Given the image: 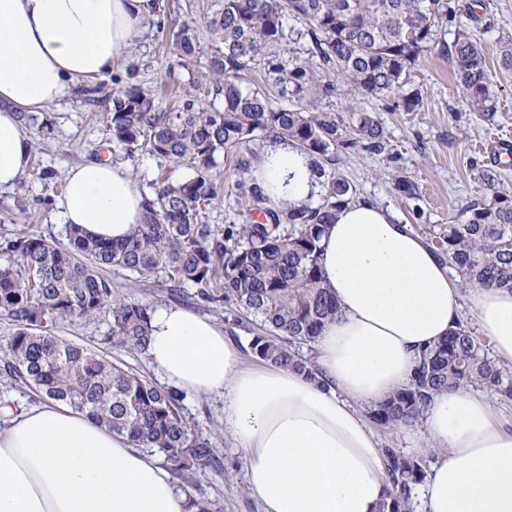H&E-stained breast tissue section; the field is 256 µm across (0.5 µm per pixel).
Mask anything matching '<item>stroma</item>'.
I'll return each instance as SVG.
<instances>
[{"label":"stroma","mask_w":512,"mask_h":512,"mask_svg":"<svg viewBox=\"0 0 512 512\" xmlns=\"http://www.w3.org/2000/svg\"><path fill=\"white\" fill-rule=\"evenodd\" d=\"M483 2L477 21L470 27L495 86L498 110L494 121L469 110L453 79L447 53L435 50L421 57L411 71V81L423 96L420 111L380 113L396 160L354 151L344 155L339 164L340 172L356 185L362 200L392 209L404 222H412L413 214L410 202L394 189V179L400 175L417 185L424 210L422 221L431 225L460 219L480 191V167L500 172V189L512 192V71L499 65L501 42L512 36V0ZM128 62L139 66L144 86L159 88V107L175 109L179 87L187 83L189 75L178 69L173 77H166L171 62L166 31L148 25ZM27 132L37 148L30 157L27 178L0 191V239L23 230L62 243L66 240L65 227L56 220V203L65 191V171L69 165L92 158L95 151L111 147L103 112L74 94L36 113ZM102 276L116 294H127L156 307L169 302L161 275L152 276L141 288L130 286L119 268L104 269ZM186 306L222 323L244 363L255 364L249 348L255 330L248 321H235L233 307L214 308L193 299L187 300ZM111 323L110 315L103 313L90 320L60 322L56 333L160 382V375L149 367L146 358L109 343ZM184 412L210 436L222 462L219 469L199 472L190 493L219 494L222 512H262L246 481L245 453L224 432L223 398L185 395Z\"/></svg>","instance_id":"stroma-1"}]
</instances>
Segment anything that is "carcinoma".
<instances>
[{
	"label": "carcinoma",
	"mask_w": 512,
	"mask_h": 512,
	"mask_svg": "<svg viewBox=\"0 0 512 512\" xmlns=\"http://www.w3.org/2000/svg\"><path fill=\"white\" fill-rule=\"evenodd\" d=\"M478 2L221 0L205 17L214 41L206 57L196 20L170 30V68L190 75L175 111L160 109L151 90L133 82V66L112 75L110 93L98 83L83 89L85 102L105 107L112 143L127 155L147 154L160 169L179 163L192 174L175 183L152 180L144 194L143 223L120 243L94 239L74 225L66 229L67 247L36 234L3 239L0 317L13 326L3 377L16 389L65 404L134 446L161 454L183 485L198 471L217 466L210 438L186 417L179 392L57 336L56 324L105 310L112 317L110 339L129 353L146 354L153 307L115 295L100 271L119 267L134 285L161 271L169 298L182 299L192 286L204 304L243 309L258 325L249 343L256 358L320 382L315 363L295 345L313 344L339 314L323 284L320 242L336 210L358 200L359 193L336 165L351 150L395 156L377 112L353 110L345 119L319 103L350 92L385 100L394 110L418 111L423 98L418 89L406 88L410 70L439 46V31L453 27L454 40L442 49L456 84L471 111L494 115L486 61L464 24L476 18ZM287 15L301 27L287 28ZM293 37L302 43L295 60L288 63L269 51ZM258 63L289 105L248 87L247 73ZM277 139L307 155L322 178L316 205L275 204L254 176L255 162ZM221 157L239 172L237 189L258 220L208 222L221 193L215 178ZM480 177L492 194L471 201L460 223L441 226L439 244L464 282L512 290V195L495 190L494 169L481 170ZM394 189L402 198L420 200L406 177ZM504 379L481 340L459 324L422 353L412 383L374 405L370 416L382 426L411 424L431 397L450 389L470 385L509 395L512 386ZM384 452L392 491L381 512H412L427 461L396 448ZM189 502L193 512H220L207 495L191 494Z\"/></svg>",
	"instance_id": "1"
}]
</instances>
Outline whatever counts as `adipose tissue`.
Segmentation results:
<instances>
[{
	"mask_svg": "<svg viewBox=\"0 0 512 512\" xmlns=\"http://www.w3.org/2000/svg\"><path fill=\"white\" fill-rule=\"evenodd\" d=\"M154 0H0V190L26 172L21 112L57 103L87 78L119 69ZM256 175L275 202L314 203L308 158L278 142ZM63 223L126 238L143 220L131 169L91 158L65 172ZM320 265L340 313L315 343L321 382L275 366H243L222 326L196 311L153 315L147 358L177 389L224 398V428L248 455L247 481L264 512H379L389 489L379 440L361 412L413 378L423 350L447 336L469 298L498 360L512 363V292L461 289L442 257L379 205L336 213ZM0 512H188L169 472L84 413L46 403L0 406ZM413 451L430 460L425 512H512V430L478 394L434 395Z\"/></svg>",
	"mask_w": 512,
	"mask_h": 512,
	"instance_id": "adipose-tissue-1",
	"label": "adipose tissue"
}]
</instances>
